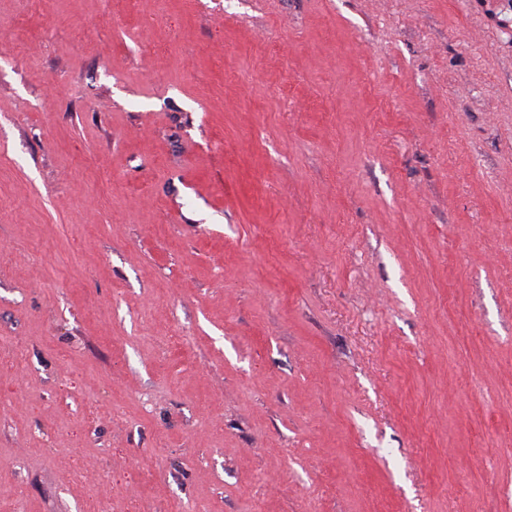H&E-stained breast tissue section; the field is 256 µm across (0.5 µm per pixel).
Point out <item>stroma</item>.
<instances>
[{"instance_id": "35a3bbf8", "label": "stroma", "mask_w": 512, "mask_h": 512, "mask_svg": "<svg viewBox=\"0 0 512 512\" xmlns=\"http://www.w3.org/2000/svg\"><path fill=\"white\" fill-rule=\"evenodd\" d=\"M0 512H512V0H0Z\"/></svg>"}]
</instances>
